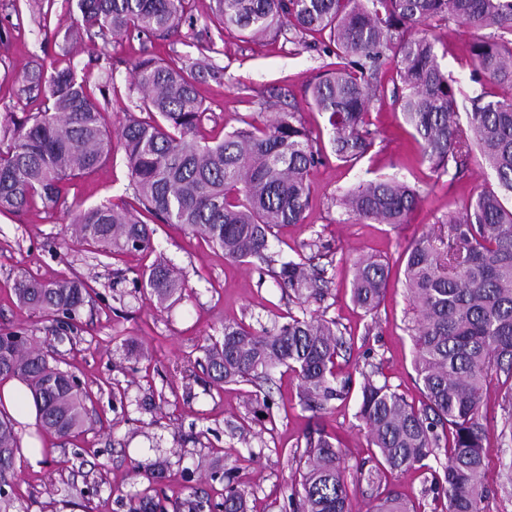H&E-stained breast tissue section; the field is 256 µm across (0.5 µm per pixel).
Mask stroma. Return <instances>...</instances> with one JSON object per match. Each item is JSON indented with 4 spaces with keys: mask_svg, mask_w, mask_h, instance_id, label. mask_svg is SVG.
Returning a JSON list of instances; mask_svg holds the SVG:
<instances>
[{
    "mask_svg": "<svg viewBox=\"0 0 512 512\" xmlns=\"http://www.w3.org/2000/svg\"><path fill=\"white\" fill-rule=\"evenodd\" d=\"M209 14V0H196L192 24L165 40L142 35L108 44L74 42L67 38L73 17L63 0H0V115L38 111L39 102L20 98L19 91L27 73L55 59L74 65L93 89L104 71H112L114 87L108 92L104 123L115 129L126 116L140 114L137 98L127 91L131 61L160 57L187 67L216 40L221 52L212 58L215 73L197 84L208 113L200 136L223 137L245 119L260 126L271 113L290 109L301 112L311 131H324L327 121L312 104L310 85L329 68L331 57L320 46L293 43L285 35L254 42L234 29L218 32ZM418 33L434 42L442 67L455 81L459 106H467L475 88L469 47L476 31L453 23L442 28L423 23ZM371 120L376 135L369 154L349 165L325 153L309 176L310 206L303 223L274 230L276 250L291 259L304 244L318 243L317 265L331 285L324 301L303 307L273 277L226 260L220 249L177 224L153 225L155 244L188 278L185 298L166 309L156 308L132 285L151 257L103 254L65 242L76 207L131 200L119 143L99 169L67 185L65 207L47 212L33 205L19 213H0V330L24 331L52 346L59 367L75 372L90 394L85 426L75 437L60 440L19 425L20 435L30 436L44 454L34 467L17 460L9 512H128L118 505V494L145 487L136 466L159 455L171 464L169 478L157 487L160 496L183 498L193 486L212 502H222L223 484L194 471L198 458L205 456L232 470L252 512H281L299 478L293 455L304 451L308 433L322 429L336 435L347 468L372 455L367 430L356 416L363 374L374 373L377 382L421 404L411 331L414 311L405 288L406 248L494 184L495 177L478 155L462 179L437 177L420 160L391 94L373 102ZM389 176L407 181L423 195L407 223H363L335 206L336 196L360 182ZM371 255L387 262L389 278L380 306L369 314L354 305L351 283L354 261ZM22 270L42 280L77 274L97 297L81 310L74 329L63 333L16 302L13 281ZM304 308L324 310L344 334L337 367L354 382L346 400L307 411L298 401V380L287 368L276 369L267 383L242 382L218 390L196 366L207 338L220 335L226 322L269 328ZM126 340L147 348V356L128 361L121 347ZM264 397L272 406L268 418L259 413ZM485 452L495 480L489 512H512V481L501 464L504 452L493 438ZM431 479L430 471L411 469L386 474L383 485L410 500L416 512H444L445 502H434L429 491Z\"/></svg>",
    "mask_w": 512,
    "mask_h": 512,
    "instance_id": "35a3bbf8",
    "label": "stroma"
}]
</instances>
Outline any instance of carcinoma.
Returning a JSON list of instances; mask_svg holds the SVG:
<instances>
[{"label": "carcinoma", "mask_w": 512, "mask_h": 512, "mask_svg": "<svg viewBox=\"0 0 512 512\" xmlns=\"http://www.w3.org/2000/svg\"><path fill=\"white\" fill-rule=\"evenodd\" d=\"M76 9L79 37L103 42L131 35L167 37L193 22L191 0H64ZM219 28L248 38L276 40L284 29L302 40L325 33L336 55L334 68L311 85L317 111L327 116L331 151L354 164L373 147L369 111L384 96L380 72L394 63L393 96L411 127L422 161L442 177L456 180L478 151L494 172L495 185L481 190L456 215L407 249L405 286L414 305V364L425 401L419 408L390 385L363 375L358 417L378 458L350 474L332 437H306L298 457L301 479L291 487L288 512H348L350 496L370 490L369 512H414L397 494L379 492L384 471H431L433 500L446 512H488L492 477L484 452L489 423L482 398L494 380L502 396L501 442L512 443V0H211ZM451 22L489 33L470 53L479 89L468 97L461 121L452 80L435 44L418 37L416 25ZM212 70L203 60L178 67L154 58L130 63L129 90L149 118H128L119 127L130 182L140 209L111 201L74 213L68 227L77 242L110 253L155 252L153 229L140 220L147 213L164 224H181L224 251L225 258L269 273L303 304L328 294L324 268L312 258H276L269 237L280 224H300L309 208L308 175L322 162L316 140L299 112H274L258 127L245 120L217 141H201L196 131L206 109L198 76ZM26 95L42 109L19 117L6 114L0 125V212H19L32 204L46 211L65 205V186L112 154V133L103 122L104 106L88 79L67 66H40L26 75ZM504 94L488 99L486 84ZM423 199L419 189L394 178L359 185L336 200L360 221L404 224ZM387 266L371 258L354 263L352 300L366 312L379 303ZM134 288L160 307L185 297V276L163 255L136 273ZM93 289L79 276L40 280L20 271L14 280L17 302L56 323L73 326L92 302ZM336 320L301 309L288 321L257 331L226 323L219 338L201 347L216 389L260 382L285 366L299 381L303 409L324 410L343 400L351 378H339L336 357L342 348ZM53 352L20 331L0 332V380L15 378L28 389L37 409V426L67 438L85 426L87 392L72 372L54 364ZM17 421L0 412V505L10 506L8 476L14 473L19 437ZM445 462H440V456ZM440 464V469L430 461ZM170 462L147 459L137 473L148 486L130 496L129 512H168L155 484ZM211 481L224 484V500L213 504L191 489L172 503L173 512H249L245 492L231 472L210 463Z\"/></svg>", "instance_id": "1"}]
</instances>
